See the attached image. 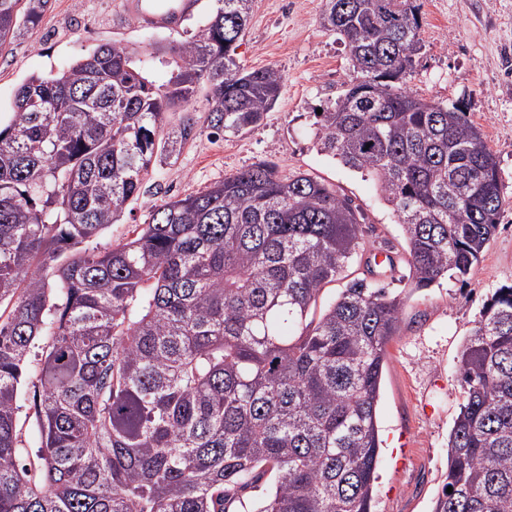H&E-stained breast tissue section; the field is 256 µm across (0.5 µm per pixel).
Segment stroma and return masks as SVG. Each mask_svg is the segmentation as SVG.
Masks as SVG:
<instances>
[{
	"label": "stroma",
	"mask_w": 512,
	"mask_h": 512,
	"mask_svg": "<svg viewBox=\"0 0 512 512\" xmlns=\"http://www.w3.org/2000/svg\"><path fill=\"white\" fill-rule=\"evenodd\" d=\"M421 17L422 49L406 84L417 97L467 112L494 153L505 199L499 226L477 270L466 280L445 278L411 288L409 268L378 272L376 281L403 300L401 330L387 345L388 362L377 406L383 448L373 512H432L448 474V435L464 389L457 357L484 304L512 284V0H411ZM325 0H254L237 54L246 69L272 67L283 76L279 96L261 121L245 131L210 134L212 108L198 90L187 113L170 117L178 128L191 117L197 134L158 163L123 221L102 232L116 243L172 196L203 191L255 163H273L284 176L311 175L351 199L365 215L366 248L405 256L397 218L370 177L320 151L316 109L336 101L352 76L349 52L322 24ZM198 0L179 31L145 28L124 0H50L37 27L20 24L0 50V120L9 121L19 88L34 74L67 67L101 44L134 51L156 83L171 76L172 44L188 38L214 9Z\"/></svg>",
	"instance_id": "obj_1"
}]
</instances>
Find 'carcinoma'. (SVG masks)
<instances>
[{"label": "carcinoma", "instance_id": "carcinoma-1", "mask_svg": "<svg viewBox=\"0 0 512 512\" xmlns=\"http://www.w3.org/2000/svg\"><path fill=\"white\" fill-rule=\"evenodd\" d=\"M48 2L0 0V49ZM215 2L172 46L167 83L102 44L30 76L0 127V512H372L402 302L353 278L316 312L364 251L349 198L260 162L170 198L131 238L98 241L192 135L190 117L166 126L198 88L218 132L251 128L277 98L278 70L237 60L253 0ZM322 21L353 77L314 114L320 150L378 181L411 287L474 274L505 203L497 161L460 108L404 89L422 48L417 9L327 0ZM458 370L465 402L433 512H512V285L484 305ZM262 482L261 501L245 497Z\"/></svg>", "mask_w": 512, "mask_h": 512}]
</instances>
